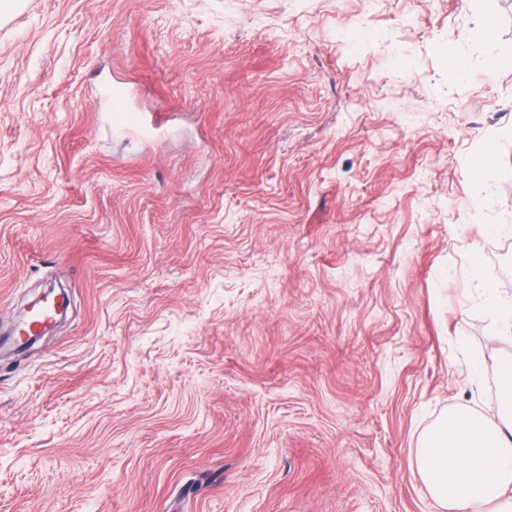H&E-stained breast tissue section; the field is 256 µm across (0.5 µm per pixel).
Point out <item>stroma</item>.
Listing matches in <instances>:
<instances>
[{"instance_id":"1","label":"stroma","mask_w":512,"mask_h":512,"mask_svg":"<svg viewBox=\"0 0 512 512\" xmlns=\"http://www.w3.org/2000/svg\"><path fill=\"white\" fill-rule=\"evenodd\" d=\"M488 6L489 39L470 0L0 17V332L70 300L0 356V512H441L419 438L512 357L472 279L512 297V0ZM115 84L151 135L116 132ZM493 153L494 149L490 144H484L476 150L470 166V177L473 183L480 184L498 175L492 162Z\"/></svg>"}]
</instances>
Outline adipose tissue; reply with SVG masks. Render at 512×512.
Segmentation results:
<instances>
[{"label":"adipose tissue","mask_w":512,"mask_h":512,"mask_svg":"<svg viewBox=\"0 0 512 512\" xmlns=\"http://www.w3.org/2000/svg\"><path fill=\"white\" fill-rule=\"evenodd\" d=\"M489 413L457 408L422 435L415 461L443 512H512V360Z\"/></svg>","instance_id":"1"}]
</instances>
